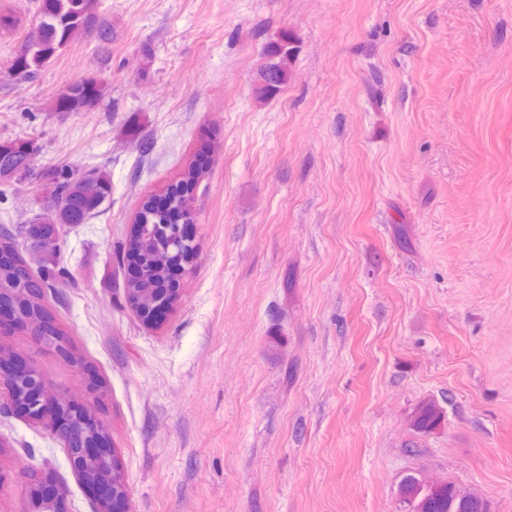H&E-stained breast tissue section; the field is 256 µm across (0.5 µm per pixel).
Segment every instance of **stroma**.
Wrapping results in <instances>:
<instances>
[{
	"label": "stroma",
	"instance_id": "1",
	"mask_svg": "<svg viewBox=\"0 0 512 512\" xmlns=\"http://www.w3.org/2000/svg\"><path fill=\"white\" fill-rule=\"evenodd\" d=\"M37 5L0 0V142L36 146L0 224L48 213L63 161L112 203L58 241L73 356L2 321L0 349L91 405L128 512H405L409 474L512 512V0H96L22 80ZM283 36L291 76L258 98ZM84 77L103 101L54 111ZM203 150L198 256L151 326L112 249ZM429 399L445 421L414 432ZM31 467L101 512L44 422L0 413V512H30Z\"/></svg>",
	"mask_w": 512,
	"mask_h": 512
}]
</instances>
